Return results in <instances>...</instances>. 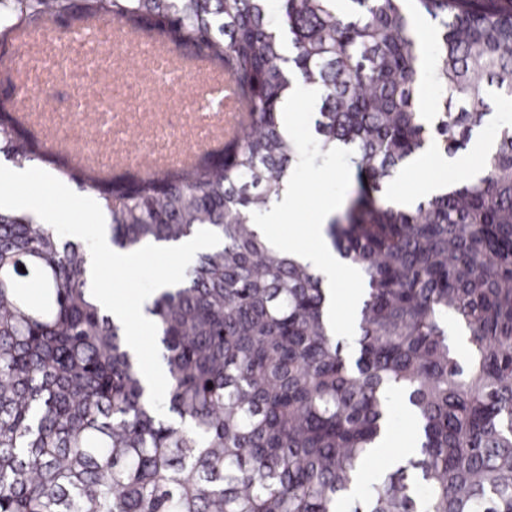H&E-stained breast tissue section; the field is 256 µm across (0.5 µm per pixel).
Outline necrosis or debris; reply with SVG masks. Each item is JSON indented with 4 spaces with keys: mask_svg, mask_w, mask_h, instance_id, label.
I'll return each mask as SVG.
<instances>
[{
    "mask_svg": "<svg viewBox=\"0 0 512 512\" xmlns=\"http://www.w3.org/2000/svg\"><path fill=\"white\" fill-rule=\"evenodd\" d=\"M224 73L101 20L26 30L8 90L48 143L107 173L186 164L224 137Z\"/></svg>",
    "mask_w": 512,
    "mask_h": 512,
    "instance_id": "obj_1",
    "label": "necrosis or debris"
}]
</instances>
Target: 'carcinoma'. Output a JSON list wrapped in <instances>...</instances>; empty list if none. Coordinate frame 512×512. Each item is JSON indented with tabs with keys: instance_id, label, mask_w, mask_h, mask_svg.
Segmentation results:
<instances>
[{
	"instance_id": "carcinoma-1",
	"label": "carcinoma",
	"mask_w": 512,
	"mask_h": 512,
	"mask_svg": "<svg viewBox=\"0 0 512 512\" xmlns=\"http://www.w3.org/2000/svg\"><path fill=\"white\" fill-rule=\"evenodd\" d=\"M100 19L230 74L247 123L189 167L100 176L0 98V154L90 191L118 252L220 237L145 306L161 416L85 246L0 211V512H512V126L476 179L388 196L426 148L467 149L489 93L512 100V0H0V45ZM297 85L319 92L321 151L356 168L326 226L364 283L350 342L322 277L252 219L297 164L281 109ZM398 407L420 447L369 457Z\"/></svg>"
}]
</instances>
